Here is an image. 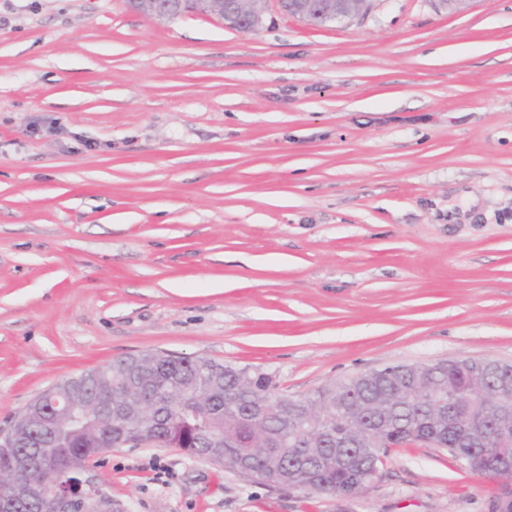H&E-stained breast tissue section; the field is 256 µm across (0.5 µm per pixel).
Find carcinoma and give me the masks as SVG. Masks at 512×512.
<instances>
[{
    "label": "carcinoma",
    "mask_w": 512,
    "mask_h": 512,
    "mask_svg": "<svg viewBox=\"0 0 512 512\" xmlns=\"http://www.w3.org/2000/svg\"><path fill=\"white\" fill-rule=\"evenodd\" d=\"M448 384L462 395L446 409L435 392ZM495 386V375L463 359L436 371L391 365L290 399L248 366L161 353L121 357L93 386L112 412L83 413L57 447L0 446V479L15 475L21 457L29 481L46 471L73 479L102 451L146 435L233 472L247 459L269 486L336 497L366 490L388 449L411 440L448 450L464 470L512 482V467L498 466L499 452L512 457V401L496 406ZM475 409L486 426L472 423Z\"/></svg>",
    "instance_id": "obj_1"
}]
</instances>
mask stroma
I'll return each instance as SVG.
<instances>
[{
	"mask_svg": "<svg viewBox=\"0 0 512 512\" xmlns=\"http://www.w3.org/2000/svg\"><path fill=\"white\" fill-rule=\"evenodd\" d=\"M164 351L304 398L394 364L512 362V0H368L240 32L126 0H0V430ZM118 512H490L423 442L346 500L176 448L88 473ZM362 0H328L322 10L316 12L321 25L336 24V22L359 15L362 10Z\"/></svg>",
	"mask_w": 512,
	"mask_h": 512,
	"instance_id": "1",
	"label": "stroma"
}]
</instances>
